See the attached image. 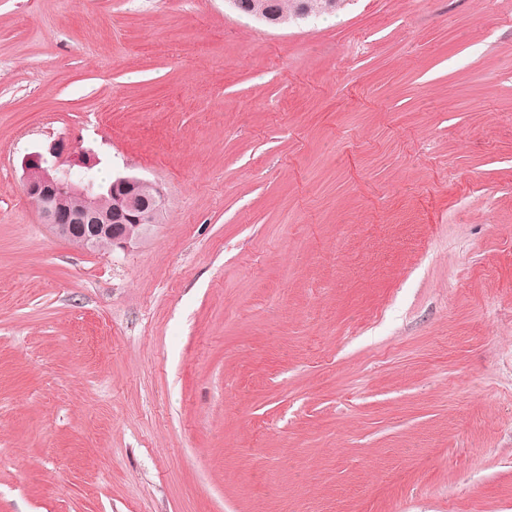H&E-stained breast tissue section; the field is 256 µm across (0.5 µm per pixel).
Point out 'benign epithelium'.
Returning a JSON list of instances; mask_svg holds the SVG:
<instances>
[{
  "mask_svg": "<svg viewBox=\"0 0 512 512\" xmlns=\"http://www.w3.org/2000/svg\"><path fill=\"white\" fill-rule=\"evenodd\" d=\"M64 145L50 142L22 160L23 190L40 210L44 222L61 237H80L91 248L102 244L109 249L130 251L144 242L164 205L157 188L145 197V180L124 173L112 176L103 189L92 180L71 179L72 165L63 158ZM82 201L77 207L69 199Z\"/></svg>",
  "mask_w": 512,
  "mask_h": 512,
  "instance_id": "obj_1",
  "label": "benign epithelium"
}]
</instances>
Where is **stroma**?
<instances>
[{
    "mask_svg": "<svg viewBox=\"0 0 512 512\" xmlns=\"http://www.w3.org/2000/svg\"><path fill=\"white\" fill-rule=\"evenodd\" d=\"M0 512H512V0H0ZM242 14L271 25L296 22L299 19L336 14L347 0H240ZM263 10V20L257 18ZM298 14L303 17L297 16ZM64 145L50 142L22 160L23 190L40 210L45 224L61 237L69 240L80 237L87 247L98 248L107 242L110 250L130 251L144 242L156 223L164 205L161 191L145 185L143 178L118 173L112 174L107 189L93 180L75 182L71 179L72 165L63 158ZM143 187V188H142ZM150 194L145 197L141 194ZM105 192L108 206L101 199ZM82 201L80 206L77 200Z\"/></svg>",
    "mask_w": 512,
    "mask_h": 512,
    "instance_id": "obj_1",
    "label": "stroma"
}]
</instances>
